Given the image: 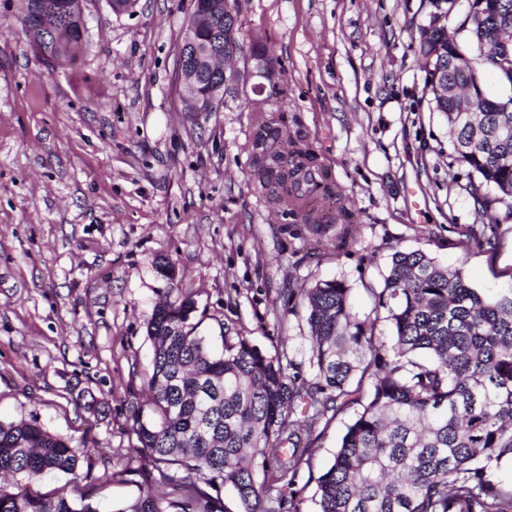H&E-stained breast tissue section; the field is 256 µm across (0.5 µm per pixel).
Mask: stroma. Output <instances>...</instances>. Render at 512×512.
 <instances>
[{
    "label": "stroma",
    "mask_w": 512,
    "mask_h": 512,
    "mask_svg": "<svg viewBox=\"0 0 512 512\" xmlns=\"http://www.w3.org/2000/svg\"><path fill=\"white\" fill-rule=\"evenodd\" d=\"M82 9L78 59L51 66L21 32V0H0V422H37L85 456L76 475L10 483L85 494L102 512L162 488L131 429L159 304L192 298L213 345L228 328L285 344L304 366L289 289L344 278L363 316L391 254L418 247L481 294L512 288V207L483 227L474 179L424 93L427 0H236L275 76L256 82L253 57L238 54L245 80L217 112L185 111L177 82L194 0ZM269 114L331 172L345 246L310 233L321 201L296 199L287 220L265 191L254 139ZM350 420L315 441L296 481L304 512Z\"/></svg>",
    "instance_id": "1"
}]
</instances>
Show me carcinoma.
<instances>
[{
  "mask_svg": "<svg viewBox=\"0 0 512 512\" xmlns=\"http://www.w3.org/2000/svg\"><path fill=\"white\" fill-rule=\"evenodd\" d=\"M199 34L224 42V19ZM486 22H512V0H473ZM22 30L47 64L72 61L85 31L81 0H26ZM448 34L434 15L419 27L418 53L433 110L448 122L455 160L512 201V112L497 111L484 89L491 70L512 88V52L504 55L481 27L464 18ZM177 62L194 67L199 90L212 88L210 63L183 43ZM448 70L476 112L468 120L442 96L434 71ZM280 138L275 119L255 136L263 147V186L281 200L314 193L309 166L268 150ZM373 307L353 309L343 279L288 289V313L308 326L309 366L301 376L285 346L263 349L240 332H224L214 353L191 323L195 301L156 308L147 324L152 342L147 404L134 410L132 431L169 492L147 490L113 512H301L296 477L310 464L313 429L338 415L354 417L334 461L316 478L315 512H512V482L496 468L512 462V292L490 298L471 288L460 269L437 263L421 248L395 251L383 287L368 289ZM392 346L380 351L379 323ZM83 452L40 425L0 424V476L73 474ZM232 488L236 510L203 486ZM0 512H100L86 496H53L0 483Z\"/></svg>",
  "mask_w": 512,
  "mask_h": 512,
  "instance_id": "carcinoma-1",
  "label": "carcinoma"
}]
</instances>
